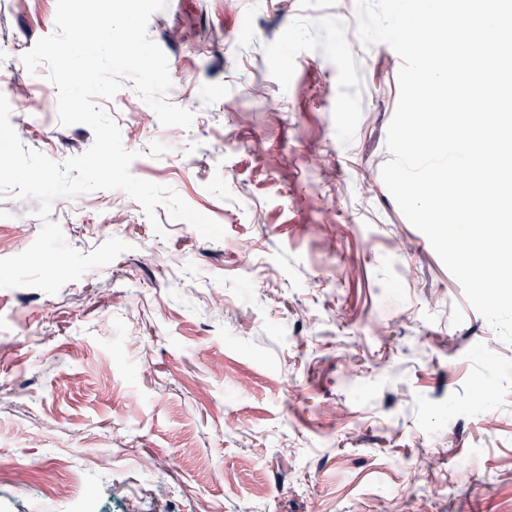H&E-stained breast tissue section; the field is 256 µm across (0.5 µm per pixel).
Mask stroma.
Here are the masks:
<instances>
[{
    "mask_svg": "<svg viewBox=\"0 0 512 512\" xmlns=\"http://www.w3.org/2000/svg\"><path fill=\"white\" fill-rule=\"evenodd\" d=\"M56 0H0V55L55 29ZM148 35L170 102L136 177L225 230L204 238L121 190L55 200L87 253L128 244L50 295L0 288V512H512V344L467 302L386 188L399 55L347 52L336 0H168ZM25 148L94 141L12 107ZM34 200L0 199V258ZM491 385L479 406L476 387Z\"/></svg>",
    "mask_w": 512,
    "mask_h": 512,
    "instance_id": "stroma-1",
    "label": "stroma"
}]
</instances>
